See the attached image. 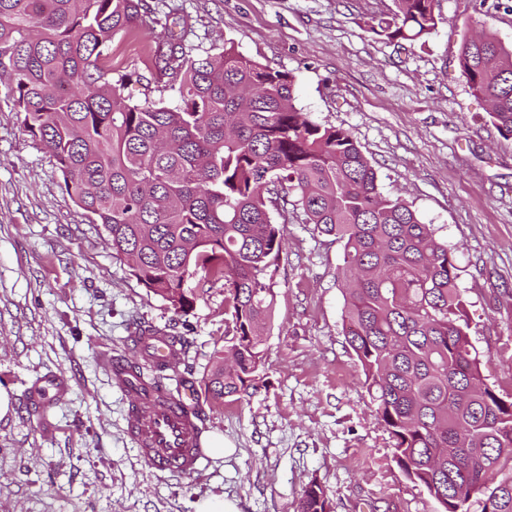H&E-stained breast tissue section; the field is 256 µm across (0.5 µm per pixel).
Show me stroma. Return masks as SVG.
I'll return each mask as SVG.
<instances>
[{
  "label": "stroma",
  "instance_id": "35a3bbf8",
  "mask_svg": "<svg viewBox=\"0 0 512 512\" xmlns=\"http://www.w3.org/2000/svg\"><path fill=\"white\" fill-rule=\"evenodd\" d=\"M186 46L234 47L295 78L297 104L316 122L347 130L386 193L400 196L447 244L484 381L512 394V138L490 122L459 64L475 20L512 46V12L492 0H438L435 31L414 43L369 31L394 0H145ZM155 41L142 27L112 40V67L149 90ZM286 223L261 387L219 404L202 393L215 350L232 336L224 286L174 313L116 257L102 225L62 187L54 159L26 132L0 84V512H196L205 498L240 512H297L310 481L331 512H439L393 459L342 330L343 245L300 213ZM157 327L187 343L176 371L198 388L203 435L223 434L231 455L192 475L151 469L125 432L127 397L99 362L132 357L135 331ZM68 388L50 405L28 391L40 377Z\"/></svg>",
  "mask_w": 512,
  "mask_h": 512
}]
</instances>
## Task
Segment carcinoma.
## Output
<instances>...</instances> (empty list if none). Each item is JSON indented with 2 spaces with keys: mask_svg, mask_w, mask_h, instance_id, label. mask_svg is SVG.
Wrapping results in <instances>:
<instances>
[{
  "mask_svg": "<svg viewBox=\"0 0 512 512\" xmlns=\"http://www.w3.org/2000/svg\"><path fill=\"white\" fill-rule=\"evenodd\" d=\"M368 23L388 41L435 29L436 0H395ZM144 0H0V80L20 121L52 156L63 188L130 258L147 291L186 313L224 282L233 335L204 384L211 398L257 392L274 275L287 229L271 212L343 242V330L405 476L440 512H512V399L483 382L448 246L405 200L381 190L351 135L296 105L294 76L234 50L192 54L161 32L151 76L176 104L133 103L112 39ZM460 67L512 138V48L464 34ZM197 281L196 287L189 281ZM298 512H330L311 481Z\"/></svg>",
  "mask_w": 512,
  "mask_h": 512,
  "instance_id": "1",
  "label": "carcinoma"
}]
</instances>
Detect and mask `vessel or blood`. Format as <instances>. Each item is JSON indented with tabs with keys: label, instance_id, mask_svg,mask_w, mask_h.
I'll list each match as a JSON object with an SVG mask.
<instances>
[{
	"label": "vessel or blood",
	"instance_id": "1",
	"mask_svg": "<svg viewBox=\"0 0 512 512\" xmlns=\"http://www.w3.org/2000/svg\"><path fill=\"white\" fill-rule=\"evenodd\" d=\"M133 343L137 355L152 366L172 363L182 352L179 339L160 328L141 331ZM100 362L113 384L128 397L127 434L146 463L167 474L198 472L207 454L201 446V429L190 390L177 395L158 391L151 380L120 356L106 354ZM65 389L62 381L41 380L31 387L30 397L45 404Z\"/></svg>",
	"mask_w": 512,
	"mask_h": 512
}]
</instances>
